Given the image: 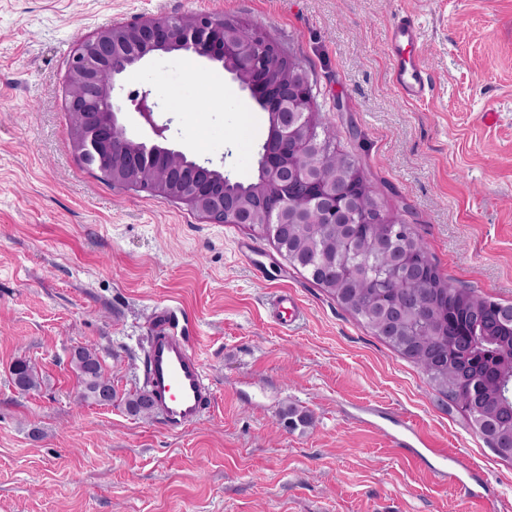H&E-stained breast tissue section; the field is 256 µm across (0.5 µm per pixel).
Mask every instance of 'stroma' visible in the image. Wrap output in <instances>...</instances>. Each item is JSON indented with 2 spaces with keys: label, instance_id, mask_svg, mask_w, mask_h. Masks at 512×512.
<instances>
[{
  "label": "stroma",
  "instance_id": "1",
  "mask_svg": "<svg viewBox=\"0 0 512 512\" xmlns=\"http://www.w3.org/2000/svg\"><path fill=\"white\" fill-rule=\"evenodd\" d=\"M186 13L249 23L296 57L379 206L413 224L450 283L512 304V0H0V512H480L440 459L398 447L403 422L512 512V462L271 238L112 187L75 156L65 75L77 43ZM402 15L423 29V101L391 79L385 32ZM187 57L148 56L115 99L151 91L170 147L255 181L267 113L221 64ZM203 77L223 98L199 104ZM284 291L303 308L290 330L271 306ZM163 309L214 393L179 433L125 406ZM78 346L96 349L112 404L79 402ZM19 360L38 390L13 388ZM292 406L311 423L289 427ZM11 375L12 382L16 377L22 382L23 388L21 393L36 391L41 386V381L35 368L26 361H17L13 365Z\"/></svg>",
  "mask_w": 512,
  "mask_h": 512
}]
</instances>
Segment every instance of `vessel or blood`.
<instances>
[{
  "label": "vessel or blood",
  "instance_id": "1",
  "mask_svg": "<svg viewBox=\"0 0 512 512\" xmlns=\"http://www.w3.org/2000/svg\"><path fill=\"white\" fill-rule=\"evenodd\" d=\"M422 36L419 23L407 16L397 18L385 35L393 84L399 95L409 101L422 100L432 88L431 77L417 52ZM273 309L278 323L284 326H293L300 317L295 299L285 292L274 298ZM144 368L168 430H184L207 409L211 389L188 337L178 329L173 311H162L156 317Z\"/></svg>",
  "mask_w": 512,
  "mask_h": 512
}]
</instances>
